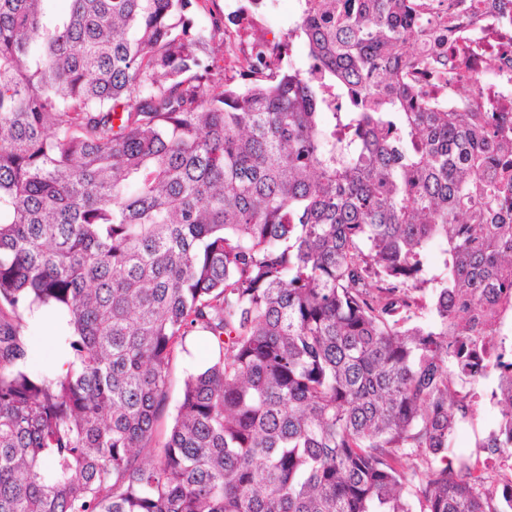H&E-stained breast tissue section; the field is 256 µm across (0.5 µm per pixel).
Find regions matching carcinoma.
Wrapping results in <instances>:
<instances>
[{
  "label": "carcinoma",
  "instance_id": "obj_1",
  "mask_svg": "<svg viewBox=\"0 0 512 512\" xmlns=\"http://www.w3.org/2000/svg\"><path fill=\"white\" fill-rule=\"evenodd\" d=\"M52 2L0 0V512H501L447 452L490 373L512 449V112L423 83L472 0H304L242 88L189 0ZM27 334L33 345L32 367L38 370L44 367L49 359V336L57 334V327L48 319L42 318L38 322H30ZM208 337L206 333L193 332L175 353L171 370L172 396L177 397L184 380L200 371L207 360Z\"/></svg>",
  "mask_w": 512,
  "mask_h": 512
}]
</instances>
